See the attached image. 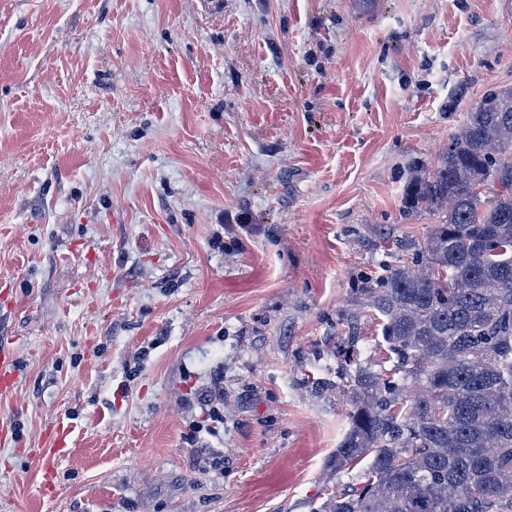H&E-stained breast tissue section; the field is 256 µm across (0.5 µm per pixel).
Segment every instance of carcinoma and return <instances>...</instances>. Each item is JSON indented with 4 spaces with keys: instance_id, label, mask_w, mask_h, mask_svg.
Here are the masks:
<instances>
[{
    "instance_id": "obj_1",
    "label": "carcinoma",
    "mask_w": 512,
    "mask_h": 512,
    "mask_svg": "<svg viewBox=\"0 0 512 512\" xmlns=\"http://www.w3.org/2000/svg\"><path fill=\"white\" fill-rule=\"evenodd\" d=\"M404 209L438 221L362 289L392 368L361 365L354 335L336 348L351 411L330 464L357 484L323 512H512V86L414 171Z\"/></svg>"
}]
</instances>
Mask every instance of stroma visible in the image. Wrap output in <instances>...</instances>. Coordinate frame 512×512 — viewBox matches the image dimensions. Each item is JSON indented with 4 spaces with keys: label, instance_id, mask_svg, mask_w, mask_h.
<instances>
[{
    "label": "stroma",
    "instance_id": "stroma-1",
    "mask_svg": "<svg viewBox=\"0 0 512 512\" xmlns=\"http://www.w3.org/2000/svg\"><path fill=\"white\" fill-rule=\"evenodd\" d=\"M512 0H0V512H320L338 343ZM220 380L209 434L195 389ZM68 427L55 488L31 451ZM19 366L11 352L0 343V395L11 394L14 390Z\"/></svg>",
    "mask_w": 512,
    "mask_h": 512
}]
</instances>
